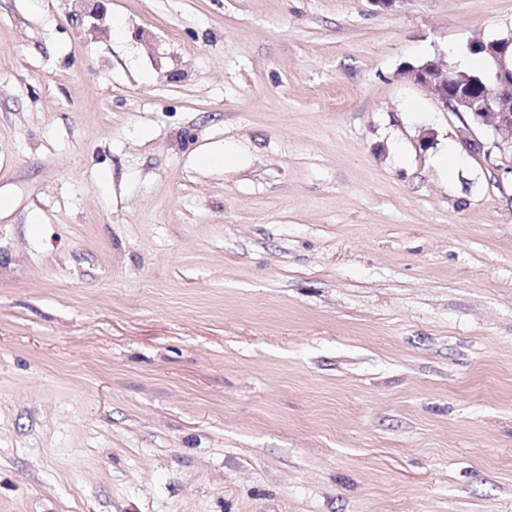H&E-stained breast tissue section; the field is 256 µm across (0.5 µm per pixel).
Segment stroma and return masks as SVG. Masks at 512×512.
<instances>
[{
    "label": "stroma",
    "instance_id": "stroma-1",
    "mask_svg": "<svg viewBox=\"0 0 512 512\" xmlns=\"http://www.w3.org/2000/svg\"><path fill=\"white\" fill-rule=\"evenodd\" d=\"M511 35L0 0V512H512V150L402 74Z\"/></svg>",
    "mask_w": 512,
    "mask_h": 512
}]
</instances>
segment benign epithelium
Listing matches in <instances>:
<instances>
[{"instance_id": "7a95c632", "label": "benign epithelium", "mask_w": 512, "mask_h": 512, "mask_svg": "<svg viewBox=\"0 0 512 512\" xmlns=\"http://www.w3.org/2000/svg\"><path fill=\"white\" fill-rule=\"evenodd\" d=\"M496 43V49L490 50L492 67L482 83L491 91L490 105L480 103L469 89L449 94L448 85L456 82V73L450 67L443 69L432 62L425 67H409L402 75L432 90L445 110L471 114L478 126L501 136L502 143L512 148V57L505 54L506 49L512 47V37L498 39Z\"/></svg>"}]
</instances>
